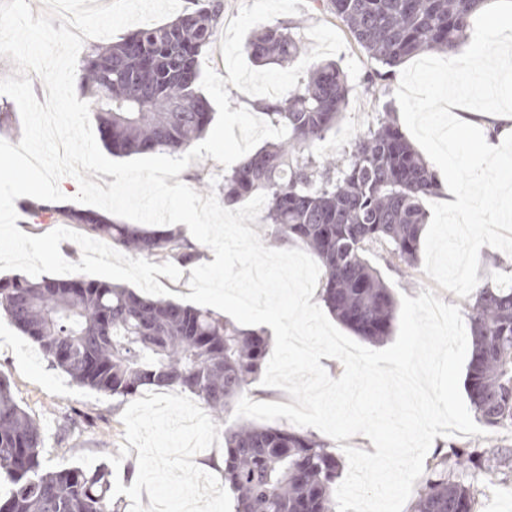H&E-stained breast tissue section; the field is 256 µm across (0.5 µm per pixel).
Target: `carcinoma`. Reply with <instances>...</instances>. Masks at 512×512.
<instances>
[{
	"mask_svg": "<svg viewBox=\"0 0 512 512\" xmlns=\"http://www.w3.org/2000/svg\"><path fill=\"white\" fill-rule=\"evenodd\" d=\"M175 19L94 45L79 65V86L96 105L103 146L115 156L180 154L212 121L198 87V61L224 12L223 0H195ZM378 68L367 92H389L408 58L458 48L472 16L488 0H322ZM261 65L306 55L287 26L265 27L246 44ZM351 86L332 61L308 64L300 87L262 103L288 137L247 155L224 175V204L266 194L271 239L297 243L322 269L320 296L336 319L370 343L392 333L396 299L369 252L387 246V262H417L436 174L391 113L358 132L339 157L321 152ZM61 224L158 261L189 265L202 252L180 233L114 224L93 211L31 206ZM471 358L466 387L480 423L512 425V284L471 289ZM0 311L74 382L123 403L141 389L188 392L226 414L260 376L271 342L207 309L153 300L81 278H0ZM36 422L0 375V476L11 484L0 512H120L110 472L47 467ZM485 450L452 447L426 463L410 512H476L473 481L493 480ZM341 463L314 435L237 422L224 428V484L234 512H335Z\"/></svg>",
	"mask_w": 512,
	"mask_h": 512,
	"instance_id": "obj_1",
	"label": "carcinoma"
}]
</instances>
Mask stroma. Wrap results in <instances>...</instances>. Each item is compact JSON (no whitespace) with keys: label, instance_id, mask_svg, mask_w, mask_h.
<instances>
[{"label":"stroma","instance_id":"1","mask_svg":"<svg viewBox=\"0 0 512 512\" xmlns=\"http://www.w3.org/2000/svg\"><path fill=\"white\" fill-rule=\"evenodd\" d=\"M275 22L291 27L309 48L314 45L307 37L311 25L323 22L343 34L345 49L335 61L347 73L352 90L341 120L324 145L327 154H341L355 133L376 124L388 105L401 114L402 129L429 161L434 157L430 143L442 138L451 114L481 112L503 102L498 94L485 97L481 88L492 79L502 78L498 60L501 53L512 55V31L505 32L498 47L472 58L470 71L463 78L467 90L457 93L455 99L436 92L444 84L448 56L433 53L397 67L389 94L379 102L365 91V77L373 69V61L351 35L345 34L338 19L318 9L315 0H308L296 14L276 17ZM478 136L475 129L460 134L452 149L458 159L453 168L455 181L466 199L473 202L468 223L456 222L448 212L447 194L440 193L425 201L427 221L415 267L401 273L387 267L379 255H372V263L395 294L415 298L430 288L445 303L461 306L471 288L512 279L499 261L501 252L512 251V223L494 225L488 221L491 211L512 208L500 186L503 177L512 172V149L505 156L488 159L485 176L477 177L464 157L472 151ZM0 374L10 380L16 401L39 425L47 467L73 466L75 456L85 453L118 455L124 440L122 408L116 407L110 397L77 385L62 370L50 366L38 346L2 316Z\"/></svg>","mask_w":512,"mask_h":512}]
</instances>
